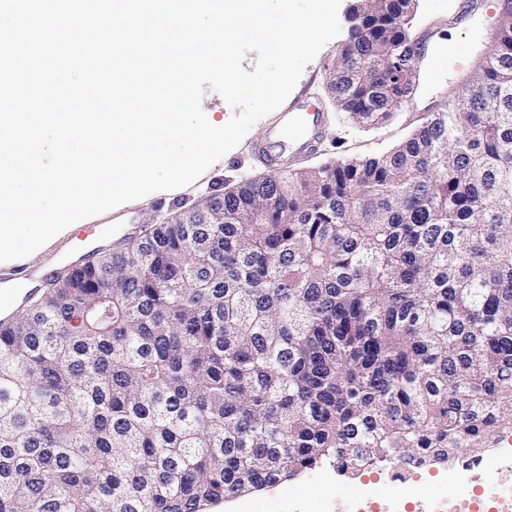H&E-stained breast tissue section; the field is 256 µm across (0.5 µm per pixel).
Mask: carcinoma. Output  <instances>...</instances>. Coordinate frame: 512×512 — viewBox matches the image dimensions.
<instances>
[{
  "instance_id": "1",
  "label": "carcinoma",
  "mask_w": 512,
  "mask_h": 512,
  "mask_svg": "<svg viewBox=\"0 0 512 512\" xmlns=\"http://www.w3.org/2000/svg\"><path fill=\"white\" fill-rule=\"evenodd\" d=\"M410 0H356L330 76L403 104ZM147 224L0 330V512H205L327 460L512 432V0L444 112L379 158ZM191 224H215L217 218L224 221V205H219L211 199L202 200L193 210Z\"/></svg>"
}]
</instances>
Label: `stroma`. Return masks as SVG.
I'll use <instances>...</instances> for the list:
<instances>
[{"label":"stroma","instance_id":"1","mask_svg":"<svg viewBox=\"0 0 512 512\" xmlns=\"http://www.w3.org/2000/svg\"><path fill=\"white\" fill-rule=\"evenodd\" d=\"M461 0H418L411 22L412 37L422 31L441 26V35L455 43L458 53L449 58L444 78L430 88H418L424 102L421 106L398 108L392 120L365 130L348 120L337 108L327 81L336 55L348 38L340 34L325 45L301 75L296 88L325 116L326 134L319 150L302 155L293 164L300 170L336 159L359 160L390 152L420 124L423 113L432 111L442 97H454L469 84L479 63L486 58L485 47L491 41L500 19L501 0H486L479 5L468 23L457 25L453 19ZM268 119L259 120L238 146L211 165L194 183L171 191L151 193L128 202L139 224H156L180 215L203 198L223 197L225 189L266 175L267 170L253 156L251 145L259 139ZM360 489L358 480L336 475L330 464L299 474L287 482L253 491L214 505L208 512H331L336 501L349 500Z\"/></svg>","mask_w":512,"mask_h":512}]
</instances>
